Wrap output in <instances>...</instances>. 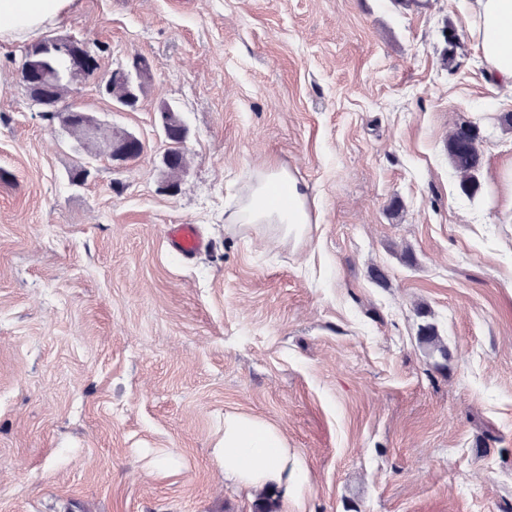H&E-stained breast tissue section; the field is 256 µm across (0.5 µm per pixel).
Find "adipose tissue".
I'll return each mask as SVG.
<instances>
[{
  "label": "adipose tissue",
  "instance_id": "adipose-tissue-1",
  "mask_svg": "<svg viewBox=\"0 0 512 512\" xmlns=\"http://www.w3.org/2000/svg\"><path fill=\"white\" fill-rule=\"evenodd\" d=\"M74 0H0V40L25 41L69 13ZM472 35L479 44L490 83L512 88V0H474ZM236 224H274L283 238L303 241L312 217L304 185L285 170L259 173L231 216ZM219 455L224 480L256 493L279 489L299 501L309 482L303 462L281 429L269 420L237 411L224 414Z\"/></svg>",
  "mask_w": 512,
  "mask_h": 512
}]
</instances>
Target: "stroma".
I'll return each instance as SVG.
<instances>
[{"label": "stroma", "instance_id": "1", "mask_svg": "<svg viewBox=\"0 0 512 512\" xmlns=\"http://www.w3.org/2000/svg\"><path fill=\"white\" fill-rule=\"evenodd\" d=\"M470 12L75 0L47 34L100 47L66 101L143 142L121 168L31 104L0 41V512H253L215 451L232 410L305 462L303 512H512V92ZM137 56L139 106L113 111L100 77ZM164 102L189 128L174 195ZM466 121L472 197L446 150ZM271 166L308 187L303 242L228 221ZM171 224L206 248L174 252ZM419 341L429 350L431 354L437 353L440 357H447L448 348L443 343L434 324L425 323L419 327Z\"/></svg>", "mask_w": 512, "mask_h": 512}]
</instances>
